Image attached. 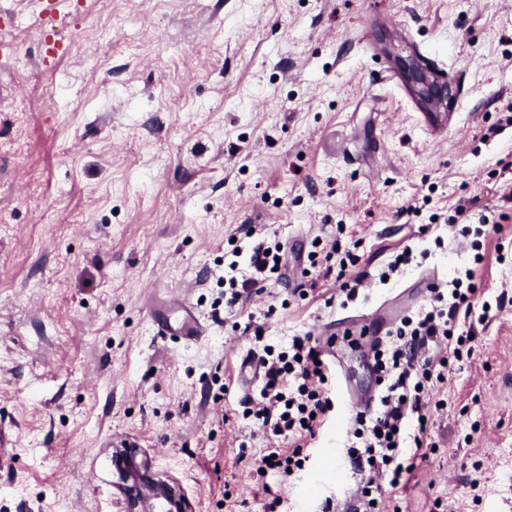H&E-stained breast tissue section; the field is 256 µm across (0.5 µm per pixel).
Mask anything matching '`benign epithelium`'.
<instances>
[{"label":"benign epithelium","instance_id":"1","mask_svg":"<svg viewBox=\"0 0 512 512\" xmlns=\"http://www.w3.org/2000/svg\"><path fill=\"white\" fill-rule=\"evenodd\" d=\"M393 60L406 82L426 105H433L443 95V90L435 87L414 57L397 54ZM113 458L123 482L128 512H188L178 489L157 477L150 463L138 458L136 449L117 448L113 451Z\"/></svg>","mask_w":512,"mask_h":512}]
</instances>
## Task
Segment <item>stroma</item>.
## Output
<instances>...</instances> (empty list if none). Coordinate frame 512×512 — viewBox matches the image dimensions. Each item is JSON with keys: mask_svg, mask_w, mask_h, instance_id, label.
<instances>
[{"mask_svg": "<svg viewBox=\"0 0 512 512\" xmlns=\"http://www.w3.org/2000/svg\"><path fill=\"white\" fill-rule=\"evenodd\" d=\"M39 12L0 0V512H126L125 444L191 512H263L268 443L239 413L262 372L241 365L305 334L336 339L337 405L306 470L269 483L283 512L348 498L341 442L376 385L344 332L382 336L469 268L512 297V0H64L55 57ZM382 34L454 113L420 108ZM460 207L502 223L481 265L440 224ZM340 224L369 267L422 258L341 307L307 260ZM246 225L287 264L228 311ZM188 313L197 341L158 335ZM472 346L431 392L435 453L381 512H512V306Z\"/></svg>", "mask_w": 512, "mask_h": 512, "instance_id": "stroma-1", "label": "stroma"}]
</instances>
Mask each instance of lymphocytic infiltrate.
I'll return each mask as SVG.
<instances>
[{"instance_id": "obj_1", "label": "lymphocytic infiltrate", "mask_w": 512, "mask_h": 512, "mask_svg": "<svg viewBox=\"0 0 512 512\" xmlns=\"http://www.w3.org/2000/svg\"><path fill=\"white\" fill-rule=\"evenodd\" d=\"M284 248L266 241L251 242L249 277L238 274L237 262L224 272V305L235 308L249 289L262 287L282 267ZM333 259L345 302L354 301L363 285L361 258L333 243ZM505 296L484 301L472 272L451 281L449 289L432 285L424 304L374 339L367 358L380 386L369 405L358 411L344 442L351 469L360 475L353 512H378L375 501L382 485L398 487L411 480L434 449L430 440V393L444 383L451 362L471 358L476 325L474 309L483 315L503 310ZM262 384L257 398L243 403V418L251 420L264 438L273 441L252 477L266 486L267 475L293 476L305 469L306 444L314 439L334 408L326 348L308 336L292 337L287 349L265 346Z\"/></svg>"}]
</instances>
